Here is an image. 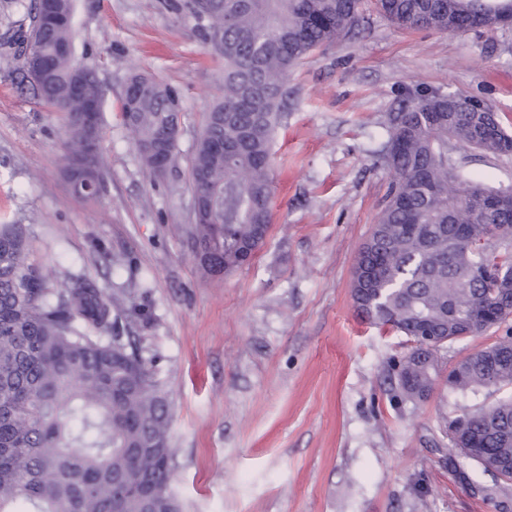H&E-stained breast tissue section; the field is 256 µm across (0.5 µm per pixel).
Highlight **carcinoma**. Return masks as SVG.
Here are the masks:
<instances>
[{"mask_svg": "<svg viewBox=\"0 0 512 512\" xmlns=\"http://www.w3.org/2000/svg\"><path fill=\"white\" fill-rule=\"evenodd\" d=\"M42 0H16L27 24L3 45L23 58L37 99L64 116L67 178H82L98 199L105 190L100 149L103 116L86 127L83 104L69 97L78 77L103 91L95 70L74 54L75 0H55L58 23H38ZM364 0H191L190 10L224 59V92L204 115L191 162L201 211L191 239L208 275L230 273L258 251L272 220L274 164L269 149L284 88L315 49L349 32ZM406 29L461 31L479 13H503L512 0H373ZM52 59L31 77L25 47ZM121 114L144 166L161 176L178 161L177 141L159 149L161 133L179 127L177 93L135 73ZM497 113L473 100L435 95L390 115L384 159L395 173L386 203L362 244L351 297L366 321L403 333L413 347L396 374L397 397L428 399L445 342L480 335L512 314V218L486 198L512 194V149ZM502 178L483 180L478 167ZM19 224H0V512H182L170 487V408L153 372L117 327L124 312L92 279L49 287L28 260ZM512 387V333L459 360L448 396ZM458 456L483 448L485 462L505 466L494 493L512 497V394L444 420Z\"/></svg>", "mask_w": 512, "mask_h": 512, "instance_id": "carcinoma-1", "label": "carcinoma"}]
</instances>
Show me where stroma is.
I'll use <instances>...</instances> for the list:
<instances>
[{
    "label": "stroma",
    "mask_w": 512,
    "mask_h": 512,
    "mask_svg": "<svg viewBox=\"0 0 512 512\" xmlns=\"http://www.w3.org/2000/svg\"><path fill=\"white\" fill-rule=\"evenodd\" d=\"M187 0H77L75 56L105 89L106 190L77 197L63 172L66 126L0 59V224L23 225L29 260L54 288L75 276L121 304V335L167 394L183 512H502L448 466L444 418L473 406L438 380L400 401L393 364L406 336L359 316L354 259L393 176L389 118L407 93L479 100L512 132V25L449 34L403 29L365 9L351 32L289 77L272 224L253 259L209 276L189 248L190 167L205 112L224 88L219 54ZM179 94V160L143 166L123 123L128 77Z\"/></svg>",
    "instance_id": "35a3bbf8"
}]
</instances>
